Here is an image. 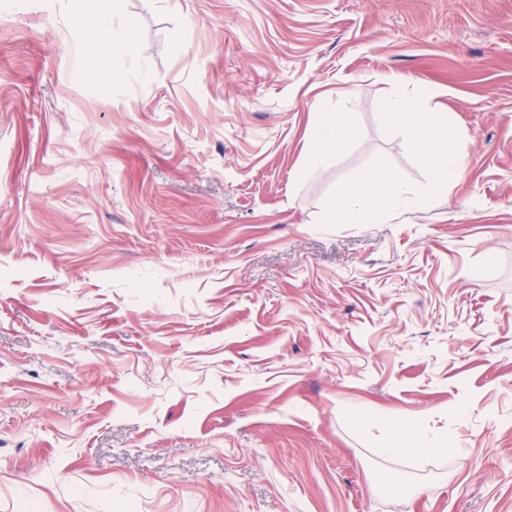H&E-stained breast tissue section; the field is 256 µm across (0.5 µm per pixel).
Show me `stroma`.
I'll return each instance as SVG.
<instances>
[{"mask_svg":"<svg viewBox=\"0 0 512 512\" xmlns=\"http://www.w3.org/2000/svg\"><path fill=\"white\" fill-rule=\"evenodd\" d=\"M79 4L0 0V512H512V0H117L91 82ZM399 90L461 176L335 219ZM321 122L313 128L311 140L312 150L309 162L317 164L336 149L345 144L350 135L351 127L342 112H324Z\"/></svg>","mask_w":512,"mask_h":512,"instance_id":"1","label":"stroma"}]
</instances>
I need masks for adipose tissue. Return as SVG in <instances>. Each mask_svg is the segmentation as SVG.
I'll return each mask as SVG.
<instances>
[{
  "label": "adipose tissue",
  "instance_id": "obj_1",
  "mask_svg": "<svg viewBox=\"0 0 512 512\" xmlns=\"http://www.w3.org/2000/svg\"><path fill=\"white\" fill-rule=\"evenodd\" d=\"M83 3V8L72 16L71 23L78 30L90 26L97 29L95 39L86 44L79 56L81 80L92 81L98 76L97 62L101 57L114 53L130 54L134 48L126 40L117 38L113 28L98 23L100 16L110 12L112 0H83ZM380 120L389 128H405L412 132L429 181L418 194L411 196L398 180L387 176L384 170H375L365 179L349 184L343 197L331 203L330 208L337 216L380 223L398 206H420L434 192L460 176L447 139L439 135L448 124L447 113L427 111L417 101L400 94L381 113ZM350 135L351 127L343 113H325L312 131L310 163L321 162L345 144Z\"/></svg>",
  "mask_w": 512,
  "mask_h": 512
}]
</instances>
